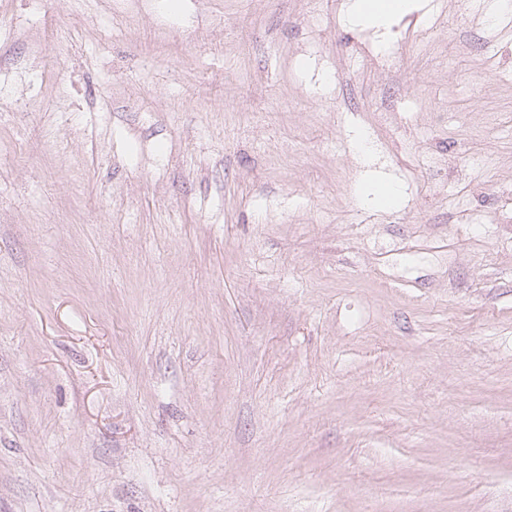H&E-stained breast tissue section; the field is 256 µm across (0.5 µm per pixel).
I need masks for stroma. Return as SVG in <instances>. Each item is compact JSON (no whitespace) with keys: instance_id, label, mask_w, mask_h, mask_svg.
Here are the masks:
<instances>
[{"instance_id":"35a3bbf8","label":"stroma","mask_w":512,"mask_h":512,"mask_svg":"<svg viewBox=\"0 0 512 512\" xmlns=\"http://www.w3.org/2000/svg\"><path fill=\"white\" fill-rule=\"evenodd\" d=\"M447 2L0 0V512H512V17L483 93ZM409 8L408 0H354L348 1V15L356 20L362 18L371 25H381L392 14Z\"/></svg>"}]
</instances>
